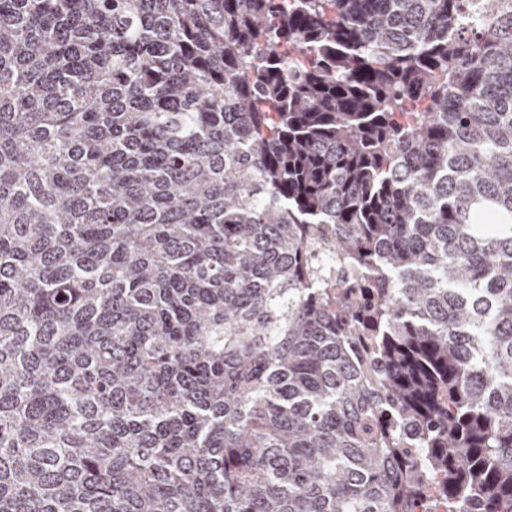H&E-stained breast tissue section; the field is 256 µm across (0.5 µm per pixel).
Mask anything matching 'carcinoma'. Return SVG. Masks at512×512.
Segmentation results:
<instances>
[{"instance_id": "carcinoma-1", "label": "carcinoma", "mask_w": 512, "mask_h": 512, "mask_svg": "<svg viewBox=\"0 0 512 512\" xmlns=\"http://www.w3.org/2000/svg\"><path fill=\"white\" fill-rule=\"evenodd\" d=\"M418 501L512 512V0H0V512Z\"/></svg>"}]
</instances>
